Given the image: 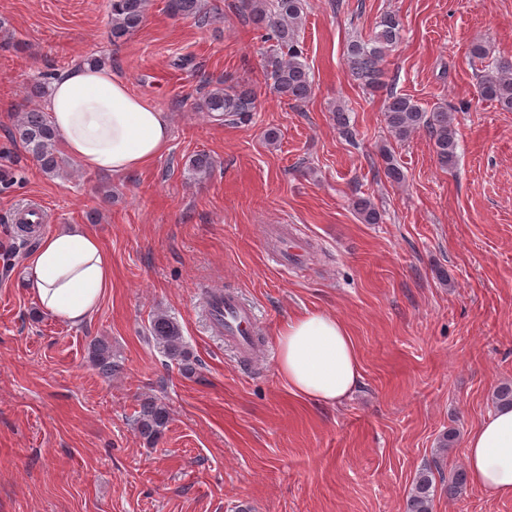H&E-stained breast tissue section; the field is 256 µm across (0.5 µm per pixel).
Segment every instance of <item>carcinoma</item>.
I'll list each match as a JSON object with an SVG mask.
<instances>
[{
	"instance_id": "1",
	"label": "carcinoma",
	"mask_w": 512,
	"mask_h": 512,
	"mask_svg": "<svg viewBox=\"0 0 512 512\" xmlns=\"http://www.w3.org/2000/svg\"><path fill=\"white\" fill-rule=\"evenodd\" d=\"M307 0H238L242 16L257 28L265 31L272 48L265 53L266 76L270 88L281 98L298 103L307 101L313 92V79L300 42V30ZM112 20V41L117 43L144 22L148 0H109ZM169 10L174 16L198 17L203 21L220 23L223 14L207 7L205 0H169ZM402 22L395 12L385 13L378 24V31L367 39H355L346 47V61L356 80L371 90L386 85V58L390 48L398 41ZM479 95L496 103L501 110L512 112V59L500 58L483 70L478 82ZM200 109L210 115L228 116L234 121H246L257 111V95L245 84L223 85L208 90ZM387 127L401 141L424 130L433 140L434 150L441 165L448 168L457 162V137L448 105L437 104L424 109L412 98L390 92L384 102ZM12 139L20 143L37 162L42 173L55 175L60 169L57 142L47 113L31 109L18 118ZM384 174L399 183L404 174L392 153L383 151ZM355 208L366 224H377L380 212L370 201L359 199ZM149 333L161 352L177 362L184 372L195 370L194 357L187 348L178 322L166 313L151 317ZM91 362L105 375L119 370L112 358V349L104 340L94 342L90 350ZM171 420L167 406L155 398H145L135 418L139 436L149 443L156 442ZM435 486L431 472L418 476L412 495L407 502V512H430Z\"/></svg>"
}]
</instances>
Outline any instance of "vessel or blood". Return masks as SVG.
<instances>
[{
    "mask_svg": "<svg viewBox=\"0 0 512 512\" xmlns=\"http://www.w3.org/2000/svg\"><path fill=\"white\" fill-rule=\"evenodd\" d=\"M207 314L213 331L232 339L241 352L254 350L255 315L237 297L221 291L209 292Z\"/></svg>",
    "mask_w": 512,
    "mask_h": 512,
    "instance_id": "b4317fda",
    "label": "vessel or blood"
}]
</instances>
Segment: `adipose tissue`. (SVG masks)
I'll use <instances>...</instances> for the list:
<instances>
[{
	"mask_svg": "<svg viewBox=\"0 0 512 512\" xmlns=\"http://www.w3.org/2000/svg\"><path fill=\"white\" fill-rule=\"evenodd\" d=\"M61 149L88 171L124 174L160 156L170 139L168 113L133 95L111 67L76 65L53 84L47 102ZM24 286L51 317L76 326L112 287V260L91 230L73 226L45 235L26 261ZM277 372L303 400L338 405L361 377L345 323L322 311L294 316L277 338ZM471 483L512 499V406H501L465 440Z\"/></svg>",
	"mask_w": 512,
	"mask_h": 512,
	"instance_id": "1",
	"label": "adipose tissue"
}]
</instances>
